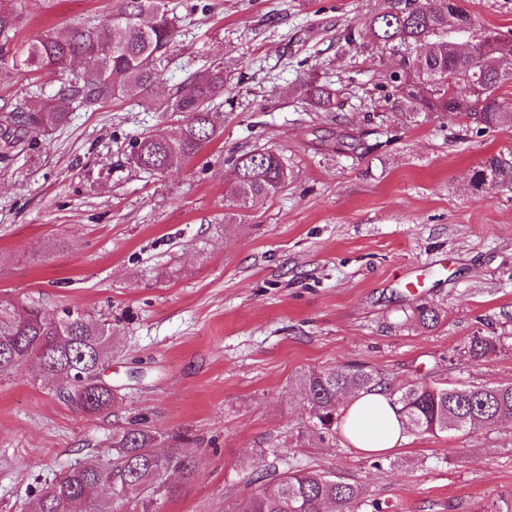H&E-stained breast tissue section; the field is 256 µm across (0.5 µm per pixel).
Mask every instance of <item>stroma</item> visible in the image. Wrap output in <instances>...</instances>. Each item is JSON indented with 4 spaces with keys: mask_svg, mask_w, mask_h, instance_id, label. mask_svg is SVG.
Instances as JSON below:
<instances>
[{
    "mask_svg": "<svg viewBox=\"0 0 512 512\" xmlns=\"http://www.w3.org/2000/svg\"><path fill=\"white\" fill-rule=\"evenodd\" d=\"M17 38L98 22L120 0H12ZM476 28L512 33V0H460ZM384 0H179L178 35L161 86L224 65L214 106L221 137L182 167L151 176L130 165L136 138L178 130L179 112L133 100L71 103L70 121L0 162V294L45 313L109 320L107 374L120 399L90 416L27 369L0 377V512H28L34 491L87 458L108 457L113 430L136 421L179 436L196 469L157 512H236L258 493L253 462L314 468L362 486L379 512H494L512 496V421L494 430L407 431L366 457L319 440L297 375L363 364L392 388L512 383V190L475 188L489 156L512 153V127L478 135L462 118L385 110L390 54L347 44V25ZM0 45V113L36 85ZM344 84L331 112L294 88L310 74ZM360 139L354 152L336 137ZM272 150L288 188L226 219L230 156ZM419 283L410 292L409 282ZM440 314L436 327L417 306ZM501 348L472 361L475 334Z\"/></svg>",
    "mask_w": 512,
    "mask_h": 512,
    "instance_id": "1",
    "label": "stroma"
}]
</instances>
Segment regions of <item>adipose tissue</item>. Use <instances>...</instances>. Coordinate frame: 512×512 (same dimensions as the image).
<instances>
[{
  "label": "adipose tissue",
  "instance_id": "1",
  "mask_svg": "<svg viewBox=\"0 0 512 512\" xmlns=\"http://www.w3.org/2000/svg\"><path fill=\"white\" fill-rule=\"evenodd\" d=\"M341 411L342 437L365 454L389 451L404 438L406 425L401 407L383 387L356 393Z\"/></svg>",
  "mask_w": 512,
  "mask_h": 512
}]
</instances>
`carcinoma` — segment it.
I'll return each mask as SVG.
<instances>
[{"label":"carcinoma","mask_w":512,"mask_h":512,"mask_svg":"<svg viewBox=\"0 0 512 512\" xmlns=\"http://www.w3.org/2000/svg\"><path fill=\"white\" fill-rule=\"evenodd\" d=\"M17 15L10 0H0V39L10 43ZM176 16L169 0H121L112 15L97 24L50 30L35 42H23L14 63L31 72H62L75 58L82 70L61 82L54 96L39 94L21 111L0 118V160H11L18 147L69 120L63 101L75 99L86 107L137 95V106L159 112H182L179 131L158 129L132 146L131 160L151 175H163L193 159L220 136L212 104L224 93V64L201 76L187 75L169 98L157 101L151 93L160 83L176 38ZM397 57L385 80L391 90L384 98L397 112L408 104L424 112L463 115L477 134L502 125L512 126V100L497 95L507 80L498 61L512 55V38L495 31L478 32L457 0H386V8L347 29L344 40L356 37ZM483 53L465 52L467 44ZM337 90L311 77L300 85V100L330 112ZM235 179L226 198L239 209L254 207L288 186L293 171L278 153L244 152L230 158ZM473 184L512 189V155L488 157L475 171ZM497 336L476 334L464 347L471 360L499 348ZM112 323L70 308L44 314L34 303L0 297V375L27 367L36 378L58 383V395L86 414L112 413L117 394L102 376L112 358ZM295 385L307 403L312 432L319 439L336 434L340 400L389 383L358 365L330 366L304 372ZM409 429L437 435L452 431L495 428L512 420V384L488 387H440L426 383L405 387L397 398ZM156 431L129 427L112 435V459H89L61 474L39 490L32 512H98L99 494L112 489L132 512H154L157 497L170 498L176 487L167 482L179 472L190 482L193 461L173 450L154 451ZM262 491L242 500L236 512H363L367 505L361 487L322 471L288 469L271 478L265 465L254 464Z\"/></svg>","instance_id":"obj_1"}]
</instances>
